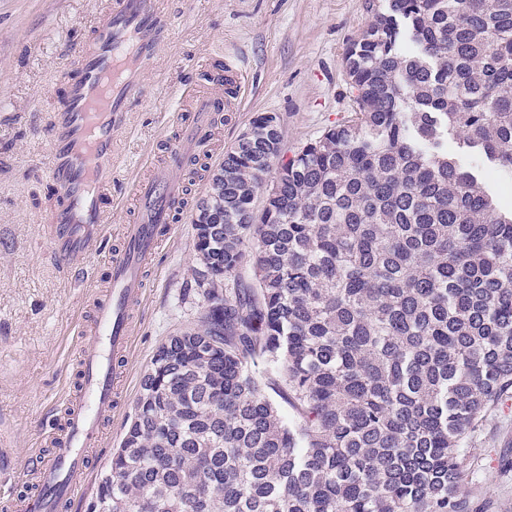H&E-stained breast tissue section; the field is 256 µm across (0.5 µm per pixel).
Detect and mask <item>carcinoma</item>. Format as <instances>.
<instances>
[{
  "mask_svg": "<svg viewBox=\"0 0 512 512\" xmlns=\"http://www.w3.org/2000/svg\"><path fill=\"white\" fill-rule=\"evenodd\" d=\"M368 9L351 117L288 157L260 114L211 174L198 323L88 512H473L470 436L512 398V210L448 138L512 178V0Z\"/></svg>",
  "mask_w": 512,
  "mask_h": 512,
  "instance_id": "carcinoma-1",
  "label": "carcinoma"
}]
</instances>
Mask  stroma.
I'll list each match as a JSON object with an SVG mask.
<instances>
[{
  "instance_id": "stroma-1",
  "label": "stroma",
  "mask_w": 512,
  "mask_h": 512,
  "mask_svg": "<svg viewBox=\"0 0 512 512\" xmlns=\"http://www.w3.org/2000/svg\"><path fill=\"white\" fill-rule=\"evenodd\" d=\"M110 2L0 0V423L16 458L3 493L29 489L28 459L44 448L78 376L79 321L106 285L105 257L94 260L92 276L76 278L50 256L43 230L53 194L47 129L73 70L72 49ZM167 7L171 38L146 66L151 94L132 107L118 138L113 194L127 193L146 156L161 159L189 110L183 92L208 56H237L247 83L236 111L224 115L207 169L183 175L191 203L205 196L209 170L257 114L279 116L291 154L351 112L344 58L371 21L366 0H167ZM192 220L185 215L175 226L153 266L107 448L119 446L158 346L200 315L188 274L196 262ZM470 446L463 495L483 512H512V400L484 417Z\"/></svg>"
}]
</instances>
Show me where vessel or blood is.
<instances>
[{
  "instance_id": "vessel-or-blood-1",
  "label": "vessel or blood",
  "mask_w": 512,
  "mask_h": 512,
  "mask_svg": "<svg viewBox=\"0 0 512 512\" xmlns=\"http://www.w3.org/2000/svg\"><path fill=\"white\" fill-rule=\"evenodd\" d=\"M170 31L165 0H112L75 49V75L63 78L64 97L47 136V168L56 191L47 236L56 262L76 275H83L88 261L101 252L117 135L126 126L130 104L148 96L141 73ZM244 78L239 62L211 59L185 90L191 109L180 119L163 160L149 163L133 181L132 217L107 260V286L94 297L78 332L77 390L49 437L48 450L32 458L34 490L7 500L9 512L79 507L82 495L74 478L89 471L93 454L104 445L119 364L129 351L148 273L173 233L176 216L189 206L180 174L210 155L215 130L233 111ZM217 85L223 94L214 93Z\"/></svg>"
}]
</instances>
